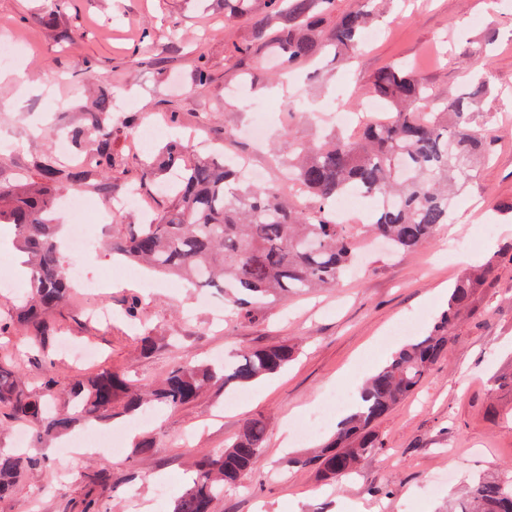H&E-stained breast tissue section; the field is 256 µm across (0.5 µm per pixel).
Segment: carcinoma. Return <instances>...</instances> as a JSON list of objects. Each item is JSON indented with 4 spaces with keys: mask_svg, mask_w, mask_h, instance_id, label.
<instances>
[{
    "mask_svg": "<svg viewBox=\"0 0 512 512\" xmlns=\"http://www.w3.org/2000/svg\"><path fill=\"white\" fill-rule=\"evenodd\" d=\"M336 10V0H267L254 19L251 36L233 47L237 56L256 46H273L286 66L313 61L323 48L315 27ZM367 27L360 9L343 13L327 36L340 64L351 54ZM370 94L386 104L388 116L366 119L358 135L294 146L288 159L284 196L274 184L238 187L237 157L218 162L204 158L180 166L185 146L168 142L146 160L143 180L175 206L153 224L112 228V253L156 273L179 276L198 288H222L233 318H252L269 296L297 294L336 284L355 258L356 238L340 223L337 201L359 192L375 201L366 228L396 251L410 252L431 241L437 228L451 222L449 186L471 177L472 159L488 150L486 134L472 125L466 97L436 105L423 83L399 66L380 69ZM112 101L86 113L84 128L73 139L87 138L93 166H112ZM86 164L61 170L47 163L41 181L28 185L0 183V223L11 224L29 255L30 296L16 320L0 318V341L13 336L15 323L25 325L29 340L45 353L56 339L53 311L73 288L63 273L55 223V189L60 179L80 186ZM512 262V243L503 246L484 270L458 280L448 292L447 309L427 335L399 348L368 378L356 412L343 419L333 440L319 451L288 460L293 467H314L327 479L363 466L381 448L376 425L412 395L448 349L456 321L471 308L475 292L488 283L495 264ZM294 356L284 342L247 351L220 368L201 365L185 354L182 364L157 385L135 386L106 368L78 375L65 385L49 371L42 392L25 389L16 371L0 362V411L14 423L39 422L42 439L68 431L77 420L107 421L117 414L134 416L147 407L177 408L196 400L210 386L242 389L275 375ZM60 397L70 410H51ZM267 435L260 418L246 420L237 440L217 454L196 462V477L175 501L173 512H214L224 487L236 484L257 466ZM40 461L21 450L0 451V494ZM109 481L102 468L90 476L81 512H108L95 488ZM458 512H512V473L472 487Z\"/></svg>",
    "mask_w": 512,
    "mask_h": 512,
    "instance_id": "carcinoma-1",
    "label": "carcinoma"
}]
</instances>
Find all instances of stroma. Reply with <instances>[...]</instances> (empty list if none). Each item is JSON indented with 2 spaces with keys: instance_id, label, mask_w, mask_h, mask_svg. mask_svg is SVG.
<instances>
[{
  "instance_id": "stroma-1",
  "label": "stroma",
  "mask_w": 512,
  "mask_h": 512,
  "mask_svg": "<svg viewBox=\"0 0 512 512\" xmlns=\"http://www.w3.org/2000/svg\"><path fill=\"white\" fill-rule=\"evenodd\" d=\"M362 8L376 38L361 45L347 67L331 54L317 64L281 73L276 55L256 47L235 57L233 44L248 39L250 22L230 17L222 0H0V26L21 44L16 66L0 68V183L38 180L41 164L59 156L52 130L81 127L103 96L112 99V173L93 170L80 189L92 207L109 208L138 183L144 146L128 127L129 116L156 122L159 142L173 131L189 135L187 160L233 134L249 166L265 181L283 182L276 164L293 144L330 132L337 108L351 128L363 120L374 74L402 63L436 103L473 92L476 76L490 93L475 94L474 125L493 130L491 156L475 162L473 178L452 199L456 235L439 231L417 250L394 253L365 244L354 267L335 287L291 294L257 318L217 317L224 293L193 288L174 277L152 275L139 287L112 256V231L95 224L93 249L79 256L102 286L92 297L73 295L55 313L64 342L94 343L101 356L77 362L52 356L60 383L76 372L105 368L125 372L137 385H152L184 352L213 361L252 348L287 342L294 361L275 377L243 389L242 403L226 408L222 388L194 402L162 410L151 425L125 429L117 456L61 455L39 442V423H27L28 455L41 461L25 480L0 496V512H80L85 475H111L104 504L119 512H170L190 484L197 456L223 451L245 420L264 419L269 433L255 471L225 488L215 512H453L467 489L512 469V266H499L459 320L447 354L419 390L377 425L381 448L356 473L325 479L315 470L288 466L290 458L319 449L336 431L329 391L369 376L407 339L397 324L416 320L424 335L446 308L448 290L512 240V0H336L337 13ZM210 79L192 82L197 66ZM269 112L266 142L243 130ZM111 181V191L100 188ZM491 237H484V227ZM139 299V321L129 325L124 305ZM111 308L110 324L88 320L89 304ZM155 336L154 351L138 349L141 332ZM312 413L324 424L309 441L292 440V428ZM154 443L134 452L140 439Z\"/></svg>"
}]
</instances>
